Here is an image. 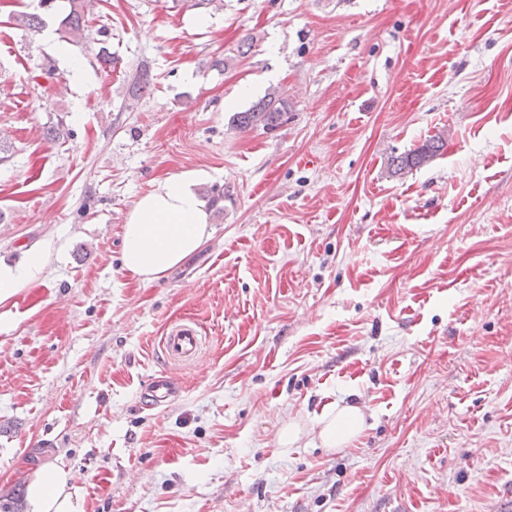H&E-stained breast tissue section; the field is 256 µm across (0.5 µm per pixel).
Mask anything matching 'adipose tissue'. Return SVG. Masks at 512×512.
I'll return each mask as SVG.
<instances>
[{
    "label": "adipose tissue",
    "mask_w": 512,
    "mask_h": 512,
    "mask_svg": "<svg viewBox=\"0 0 512 512\" xmlns=\"http://www.w3.org/2000/svg\"><path fill=\"white\" fill-rule=\"evenodd\" d=\"M187 173L156 183L133 205L123 227L125 270L143 282L153 281L195 252L207 236V205ZM364 415L353 405L336 406L316 422L325 448H342L360 430ZM78 476L61 458L25 474L24 512H82Z\"/></svg>",
    "instance_id": "ef3b65f1"
}]
</instances>
